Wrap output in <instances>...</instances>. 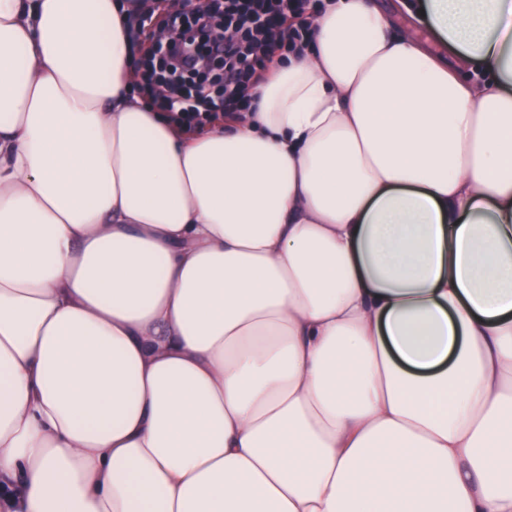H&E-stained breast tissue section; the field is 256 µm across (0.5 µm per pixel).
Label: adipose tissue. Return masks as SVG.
<instances>
[{
    "instance_id": "ef3b65f1",
    "label": "adipose tissue",
    "mask_w": 512,
    "mask_h": 512,
    "mask_svg": "<svg viewBox=\"0 0 512 512\" xmlns=\"http://www.w3.org/2000/svg\"><path fill=\"white\" fill-rule=\"evenodd\" d=\"M170 8L0 0V512H512V0H326L196 133Z\"/></svg>"
}]
</instances>
